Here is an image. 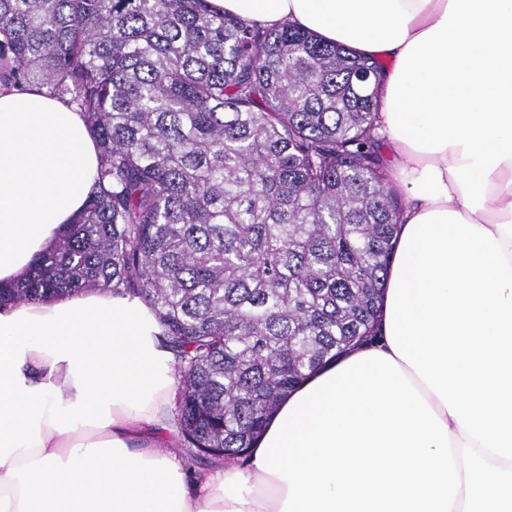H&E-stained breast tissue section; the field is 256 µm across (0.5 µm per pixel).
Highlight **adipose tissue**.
Segmentation results:
<instances>
[{
	"instance_id": "obj_1",
	"label": "adipose tissue",
	"mask_w": 512,
	"mask_h": 512,
	"mask_svg": "<svg viewBox=\"0 0 512 512\" xmlns=\"http://www.w3.org/2000/svg\"><path fill=\"white\" fill-rule=\"evenodd\" d=\"M212 2L387 64L406 206L377 335L197 475L149 306H2L0 512H512V0ZM98 164L82 113L0 84V288L80 214Z\"/></svg>"
}]
</instances>
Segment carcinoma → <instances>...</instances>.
<instances>
[{"mask_svg":"<svg viewBox=\"0 0 512 512\" xmlns=\"http://www.w3.org/2000/svg\"><path fill=\"white\" fill-rule=\"evenodd\" d=\"M384 68L209 0H0V82L75 106L100 152L83 212L0 306L140 298L173 354L183 457L244 455L288 393L376 334L405 207Z\"/></svg>","mask_w":512,"mask_h":512,"instance_id":"cac0c4a2","label":"carcinoma"}]
</instances>
